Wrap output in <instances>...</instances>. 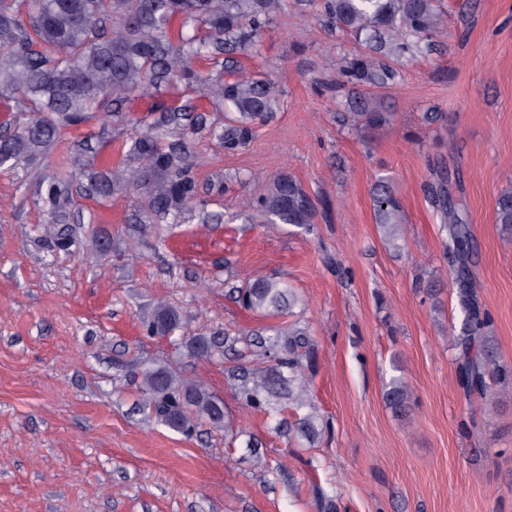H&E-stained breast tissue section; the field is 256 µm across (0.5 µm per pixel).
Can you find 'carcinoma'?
<instances>
[{
	"instance_id": "1",
	"label": "carcinoma",
	"mask_w": 512,
	"mask_h": 512,
	"mask_svg": "<svg viewBox=\"0 0 512 512\" xmlns=\"http://www.w3.org/2000/svg\"><path fill=\"white\" fill-rule=\"evenodd\" d=\"M287 0H0V98L30 113L17 131L0 137V167H13L36 153L46 152L64 128L84 121L85 113L109 99L122 104L175 82H184L207 97L211 111L224 113V125L202 131L181 125L175 113L195 112L188 100L177 106L155 103L152 112H167L159 125L163 135H137L117 169L92 173L91 191L110 198L140 190L142 221L154 224L177 221L201 202L194 179L197 154L193 142L203 133L235 153L247 145L255 125L267 122L278 109L274 79L257 69L247 75L240 67L245 55L262 37ZM302 14H311L361 46L339 68L336 84L387 85L397 70L383 58L400 59L425 54L437 45L442 16L437 0H295ZM209 61L212 74L202 75L193 64ZM393 113L364 102H351L349 111L336 115L343 125L376 129L388 124ZM431 203L446 233L448 259L462 320L454 337L463 395L471 400L488 394L490 376L512 380V371L491 367L486 329L491 322L474 288L473 246L461 204L447 187V177L435 173L429 184ZM45 223L56 226L50 248L68 250L71 182L59 176L41 184ZM375 215L387 240L400 238V204L389 186L380 183ZM318 207L296 179L281 174L266 193L245 204L262 223L289 224L312 230ZM496 223L512 235V192L496 203ZM238 301L251 312L275 315L291 309L296 296L288 282L258 276L237 289ZM180 326L178 312L160 304L145 324L146 331L166 336ZM307 327L296 321L286 330L268 335L262 346L271 358L263 370L243 375L242 393L249 410L275 418L294 410L288 435L313 441L317 427L309 407L311 388ZM214 340L194 336L187 340L198 357L211 355ZM140 389L144 405L160 422L184 435L197 422L215 427L226 422L223 403L199 381H184L167 366L143 372ZM384 399L396 413L410 409V391L400 377L385 386Z\"/></svg>"
}]
</instances>
